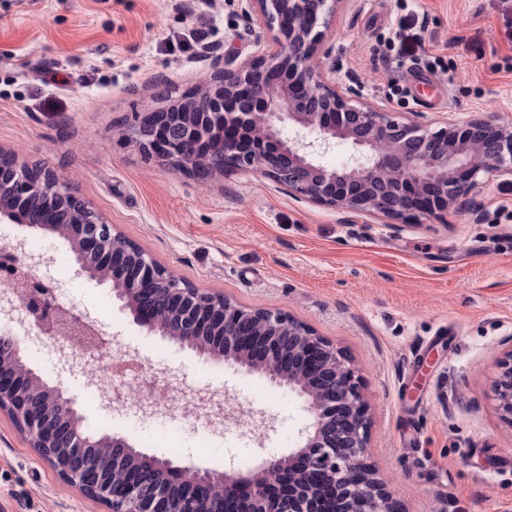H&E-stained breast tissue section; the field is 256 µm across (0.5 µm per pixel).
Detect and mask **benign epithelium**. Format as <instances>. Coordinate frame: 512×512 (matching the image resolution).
I'll return each mask as SVG.
<instances>
[{
    "mask_svg": "<svg viewBox=\"0 0 512 512\" xmlns=\"http://www.w3.org/2000/svg\"><path fill=\"white\" fill-rule=\"evenodd\" d=\"M244 13L258 11L259 22L272 32L273 48L247 64H229L224 84H209L202 94L167 110L150 112L132 125L126 139L148 157L207 183L227 169L260 174L289 194L316 204L380 214L394 220L418 213L447 210L478 185L479 177L508 176L512 184V123L469 117L430 130L415 120L397 121L360 101L361 93L340 90L313 62L326 38L336 0H245ZM354 150L340 168L318 162L337 143ZM50 182L60 210L88 211L68 184L51 171L31 178L22 168L0 171V187L8 184L10 202L0 206V222L53 232L57 216L48 211L40 224L30 223V200ZM82 271L121 282L115 297L128 305L133 320L151 332L190 347L203 358L220 357L247 372L264 371L270 381L304 399L312 417L299 446L278 458L264 459L244 474L194 470L150 457L163 480L150 494L140 491L141 471L129 470L112 482L104 460H87L88 448L104 442L114 453L133 447L122 436L96 438L79 422L73 399L59 383L50 387L65 402L59 416L44 414L34 403L25 380L0 370V411L8 412L38 456L66 484L109 512H173L172 492H182L185 512H209L197 494L204 480L224 477L220 512H320L316 478L327 480L340 512H396V502L367 462L369 417L359 382L341 351L286 313L260 309V315L230 318L229 299L205 301V293L182 281L145 251L132 256L124 238L100 217L69 225ZM179 315L177 330L161 319L160 301ZM12 309L23 313L36 334L62 337L83 353L102 345L90 324L55 301L53 289L26 284L13 292ZM209 326L221 333L202 343L196 336ZM494 390L504 415L512 421V348L496 365ZM197 416L222 423L226 407L210 397L198 398Z\"/></svg>",
    "mask_w": 512,
    "mask_h": 512,
    "instance_id": "benign-epithelium-1",
    "label": "benign epithelium"
}]
</instances>
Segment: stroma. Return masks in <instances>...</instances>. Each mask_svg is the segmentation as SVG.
Instances as JSON below:
<instances>
[{
  "mask_svg": "<svg viewBox=\"0 0 512 512\" xmlns=\"http://www.w3.org/2000/svg\"><path fill=\"white\" fill-rule=\"evenodd\" d=\"M242 0H0V149L45 163L161 266L245 308L288 313L347 358L368 405V462L401 512H512V422L493 391L512 348V184L484 180L457 208L392 221L288 195L271 179L228 171L210 184L125 139L136 114L167 108V90L200 87L226 58L244 62L271 37ZM205 28L207 45L177 49ZM316 55L364 102L438 129L443 120L512 122V0H338ZM63 254L56 296L74 310L104 300L115 361L161 387L214 396L274 420L266 447L287 452L310 422L296 394L148 332L109 288L81 273L56 235L0 223ZM21 356L76 398L89 433L119 434L179 465L241 472L255 434L226 422L196 453L199 421L172 398L153 415L96 403L83 360ZM0 512H106L61 482L0 413Z\"/></svg>",
  "mask_w": 512,
  "mask_h": 512,
  "instance_id": "obj_1",
  "label": "stroma"
}]
</instances>
